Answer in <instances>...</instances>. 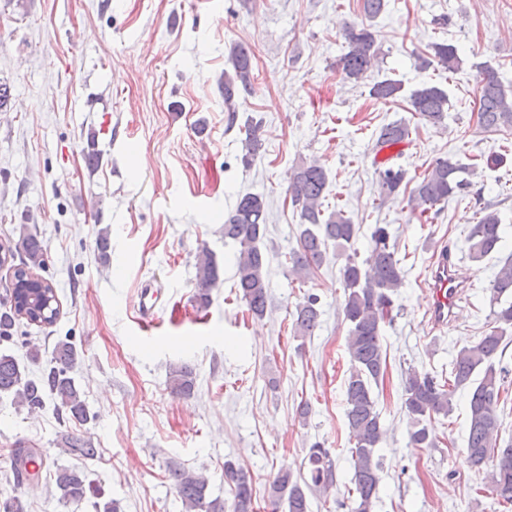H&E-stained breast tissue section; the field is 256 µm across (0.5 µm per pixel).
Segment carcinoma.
<instances>
[{
	"label": "carcinoma",
	"instance_id": "carcinoma-1",
	"mask_svg": "<svg viewBox=\"0 0 512 512\" xmlns=\"http://www.w3.org/2000/svg\"><path fill=\"white\" fill-rule=\"evenodd\" d=\"M346 52L337 66L345 77L356 82L364 79L378 62L381 47L372 27L349 23L342 33ZM430 58L417 57L418 65L428 68L433 64L454 72L460 65L455 45L435 43ZM232 72H224V107L229 124L236 122V99L250 92L254 79L251 50L236 43L230 49ZM480 93L477 123L485 132H512V86L501 80L498 72L485 64L480 70ZM402 83L386 79L375 83L369 90L372 99L390 103L401 97ZM409 112L420 121L432 126L444 123L448 114V94L437 85L424 84L410 92L407 100ZM242 163L250 165L263 147L261 122L248 120L244 125ZM411 127L404 121L382 126L372 151H382L411 143ZM475 169L452 156L435 159L422 177L410 184L407 172L400 166L382 163L379 170V198L386 202L409 194V200L428 213L434 206L448 201L471 185L470 176ZM328 185L325 169L316 161L296 163L288 186L292 206L299 210L300 232L298 247L289 252V271L302 283L312 279L326 259L329 246L336 248V256L343 257L340 279L344 289L343 320L348 326L346 351L349 357V375L345 382V416L354 448L350 449L353 466L348 490L351 498L349 512H373L379 498L382 461L378 448L386 432L377 409L374 387L384 380L387 352L382 342L385 324L393 320V296L404 284V269L390 243L386 226L377 224L371 233V251L360 263L356 254L349 253L358 236L359 228L345 217L342 210L329 214L323 210V199ZM480 217L472 225L466 238L470 257L480 261L498 252L505 242V227L498 213L489 204L479 208ZM267 209L263 197L247 193L239 197L233 210L224 220V237L232 240L238 251L235 257V288L248 312L257 319L265 316L269 289L266 279V254L262 249L266 234ZM22 252L14 270L16 282L29 280L33 270L44 265V246L35 235H20L15 247L7 248L8 255ZM198 291L194 295L196 308L202 310L210 304V290L217 286L220 274L213 255L203 250L198 254ZM45 301L38 312L29 313L27 320L52 324L59 314L54 288L43 286ZM490 327L473 345L464 347L452 361L448 379L439 381L428 372L411 369L403 381L402 408L411 425L409 444L413 448H433L437 439L429 432L427 422L436 415L447 416L453 411V398L459 389L470 388L468 399V436L466 455L471 467L477 471L490 468L488 477L492 492L512 505V443L497 447L502 421L497 414L504 378L509 375L505 367H496L494 359L512 342V254L503 259L490 282ZM21 292L11 295L0 305V337L11 335L17 321L22 318ZM320 313L316 299L309 298L296 306L292 320L295 338L304 339L314 334L319 326ZM79 363L75 346L69 341L56 344L49 369L37 379L29 377L25 367L11 354H0V394L11 395L29 410L43 406L51 397L57 410L68 414L77 423L88 419L83 393L74 378L68 376ZM196 373L188 365L172 370L168 380L171 392L189 395L195 387ZM65 452L79 459H95L100 454L90 440L75 436L68 441ZM307 474L298 476L283 467L275 474L269 486V500L277 506L286 505L288 512H309V497H328L336 488V467L330 450L315 444L308 450ZM169 478L180 499L183 512H226V503L207 496L208 480L185 466L169 469ZM224 481L232 494V512H256L252 482L242 469L232 462L224 463ZM55 487L60 499L78 502L93 497L96 512H120L118 503L111 499L103 504L97 499L104 491L92 485L84 471L75 467H60L55 473Z\"/></svg>",
	"mask_w": 512,
	"mask_h": 512
}]
</instances>
